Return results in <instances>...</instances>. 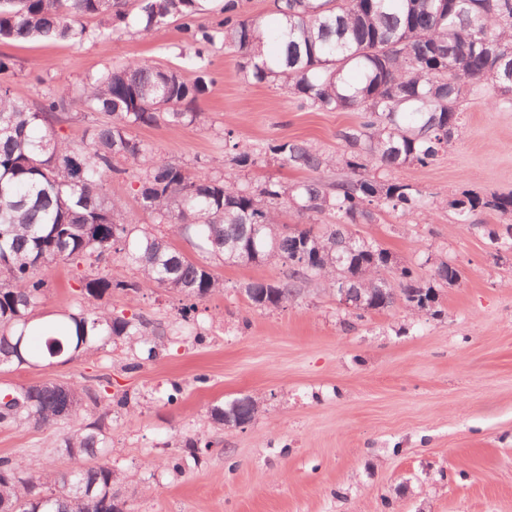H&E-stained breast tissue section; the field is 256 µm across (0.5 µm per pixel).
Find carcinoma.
<instances>
[{
    "instance_id": "carcinoma-1",
    "label": "carcinoma",
    "mask_w": 512,
    "mask_h": 512,
    "mask_svg": "<svg viewBox=\"0 0 512 512\" xmlns=\"http://www.w3.org/2000/svg\"><path fill=\"white\" fill-rule=\"evenodd\" d=\"M135 2L140 32L180 21L198 59L194 81L145 61L105 68L79 95L91 117L80 144L57 130L72 119L69 91H56L32 108L0 81V368L37 366L51 361L56 347L65 356L124 336L153 357L165 328L156 324L148 337L143 328L150 322L114 316L104 299L167 288L187 301V323L195 301L224 287L207 264L174 248L170 235L193 241L226 265L287 264L284 279L244 286L256 308L285 307L299 298L301 284L320 277L331 290L344 286L362 300L358 319L400 300L418 315L431 313L432 287L352 227L372 223L376 207L403 214L420 208L417 186L398 178L380 181L374 172L426 167L446 151L460 126L467 85L483 81L512 96L506 77L512 0H273L269 22L244 17L242 0H224V19L215 27L196 22L198 0ZM86 18L116 33L129 27L130 13L126 0H0V40L81 43L88 37ZM266 40L277 45L267 56ZM218 43L240 54L244 76L287 90L299 108L358 113L357 123L338 132L340 152L327 156L296 140L247 147L224 130L230 164L240 172L277 161L311 173L292 185L268 180L257 187L230 173L192 175L181 163L157 157L133 130L201 121L197 103L212 83L205 55ZM124 162L141 170L140 207L169 235L139 223L122 200L107 195V181L128 174ZM451 206L462 224L476 212L499 215L512 237V195L468 193ZM290 209L312 223L326 214L337 222L321 231L292 226L282 222ZM112 255L138 276L109 271L85 278V293L100 306L32 325L47 288L38 271ZM458 278L446 261L433 271L439 283ZM98 400L86 388L53 383L0 395V424H75L64 440L72 466L52 481L30 464L0 458V512H123L112 490V467L99 462L110 447L103 424L82 423L87 403ZM234 413L253 419L255 400L217 405L210 417L224 426Z\"/></svg>"
}]
</instances>
